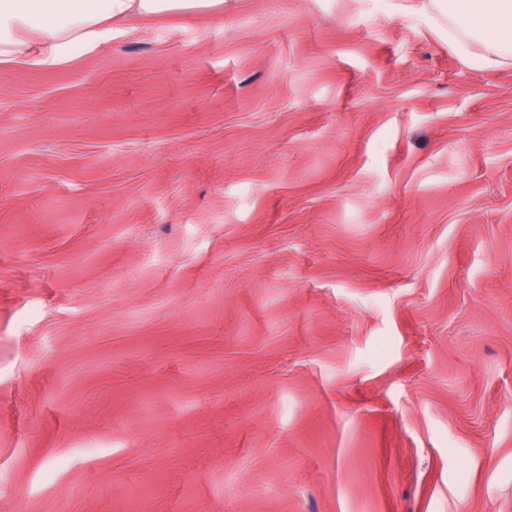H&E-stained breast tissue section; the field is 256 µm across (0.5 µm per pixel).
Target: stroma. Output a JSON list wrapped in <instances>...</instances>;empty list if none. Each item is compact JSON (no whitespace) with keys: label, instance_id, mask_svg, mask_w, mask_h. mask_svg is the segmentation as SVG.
<instances>
[{"label":"stroma","instance_id":"1","mask_svg":"<svg viewBox=\"0 0 512 512\" xmlns=\"http://www.w3.org/2000/svg\"><path fill=\"white\" fill-rule=\"evenodd\" d=\"M0 512H512V62L226 0L0 67Z\"/></svg>","mask_w":512,"mask_h":512}]
</instances>
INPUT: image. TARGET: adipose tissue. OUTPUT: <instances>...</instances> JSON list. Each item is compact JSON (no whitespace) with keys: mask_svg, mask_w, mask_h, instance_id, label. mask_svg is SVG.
Returning a JSON list of instances; mask_svg holds the SVG:
<instances>
[{"mask_svg":"<svg viewBox=\"0 0 512 512\" xmlns=\"http://www.w3.org/2000/svg\"><path fill=\"white\" fill-rule=\"evenodd\" d=\"M448 17V43L469 67L512 59V0H434ZM224 0H0V66L57 67L78 52L108 48L125 24L143 17L195 16Z\"/></svg>","mask_w":512,"mask_h":512,"instance_id":"1","label":"adipose tissue"}]
</instances>
